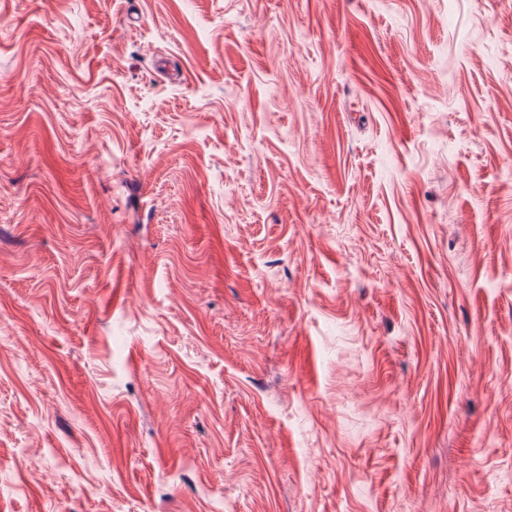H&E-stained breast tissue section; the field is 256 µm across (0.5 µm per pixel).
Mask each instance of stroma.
I'll list each match as a JSON object with an SVG mask.
<instances>
[{"instance_id":"obj_1","label":"stroma","mask_w":512,"mask_h":512,"mask_svg":"<svg viewBox=\"0 0 512 512\" xmlns=\"http://www.w3.org/2000/svg\"><path fill=\"white\" fill-rule=\"evenodd\" d=\"M0 512H512V0H0Z\"/></svg>"}]
</instances>
